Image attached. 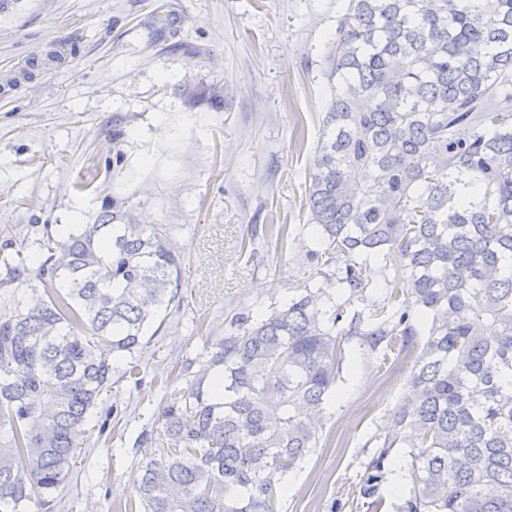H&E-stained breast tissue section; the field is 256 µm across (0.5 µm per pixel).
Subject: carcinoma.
<instances>
[{
    "mask_svg": "<svg viewBox=\"0 0 512 512\" xmlns=\"http://www.w3.org/2000/svg\"><path fill=\"white\" fill-rule=\"evenodd\" d=\"M176 23L156 9V39ZM328 63L307 174L321 284L269 314H229L176 365L186 386L167 388L160 428L141 435L157 445L136 467L142 512H279L283 479L318 445L344 345L382 367L420 336L358 497L382 512L390 457L408 448L399 512H512V0H348ZM40 247L45 297L0 318V512H58L115 365L139 380L132 355L184 301L165 225L115 201ZM334 251L344 266L330 274ZM0 267L1 286L27 258L5 252Z\"/></svg>",
    "mask_w": 512,
    "mask_h": 512,
    "instance_id": "obj_1",
    "label": "carcinoma"
}]
</instances>
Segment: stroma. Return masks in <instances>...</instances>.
<instances>
[{"label":"stroma","mask_w":512,"mask_h":512,"mask_svg":"<svg viewBox=\"0 0 512 512\" xmlns=\"http://www.w3.org/2000/svg\"><path fill=\"white\" fill-rule=\"evenodd\" d=\"M174 9L180 39L210 67L161 48L149 16ZM343 0H15L0 13V74L41 60L0 93V247L43 259L48 231L95 223L106 200L166 225L182 258V307L137 357L139 381L113 377V436L94 415L60 512H120L133 494L142 433L157 426L173 364L223 335L233 311L269 313L310 280L306 172L330 99V40ZM61 60L46 62L48 53ZM220 97V108L210 105ZM122 129L113 142V129ZM284 224L287 236L251 235ZM253 236L256 258L241 253ZM357 342L345 347L319 445L288 474L280 512H367L360 480L405 390Z\"/></svg>","instance_id":"obj_1"}]
</instances>
